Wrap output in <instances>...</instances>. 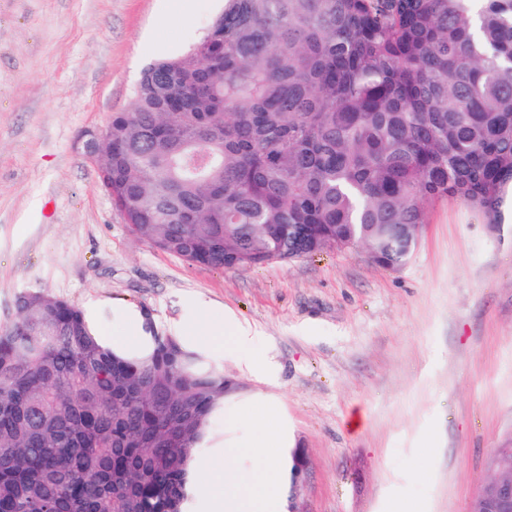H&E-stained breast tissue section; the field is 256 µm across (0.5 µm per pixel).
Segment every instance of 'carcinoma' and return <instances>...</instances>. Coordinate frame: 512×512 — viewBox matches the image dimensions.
<instances>
[{
  "mask_svg": "<svg viewBox=\"0 0 512 512\" xmlns=\"http://www.w3.org/2000/svg\"><path fill=\"white\" fill-rule=\"evenodd\" d=\"M139 239L212 268L348 242L406 264L424 204L494 224L512 182V0H225L141 73L95 159ZM0 329V512H185L236 384L177 337L103 346L25 291Z\"/></svg>",
  "mask_w": 512,
  "mask_h": 512,
  "instance_id": "cac0c4a2",
  "label": "carcinoma"
}]
</instances>
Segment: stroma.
Segmentation results:
<instances>
[{"label":"stroma","mask_w":512,"mask_h":512,"mask_svg":"<svg viewBox=\"0 0 512 512\" xmlns=\"http://www.w3.org/2000/svg\"><path fill=\"white\" fill-rule=\"evenodd\" d=\"M224 0H0V328L37 291L96 301L104 340L167 334L237 385L196 454L256 433L273 404L307 468L282 512H467L512 445V223L467 202L426 203L404 266L365 246L233 269L137 238L79 145L126 111L142 70L186 52ZM232 314L233 351L203 332Z\"/></svg>","instance_id":"35a3bbf8"}]
</instances>
